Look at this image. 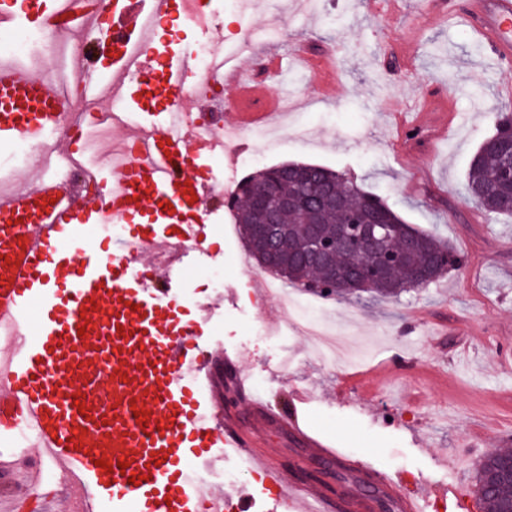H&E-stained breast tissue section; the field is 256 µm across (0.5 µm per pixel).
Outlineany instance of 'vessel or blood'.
Segmentation results:
<instances>
[{
  "instance_id": "1",
  "label": "vessel or blood",
  "mask_w": 512,
  "mask_h": 512,
  "mask_svg": "<svg viewBox=\"0 0 512 512\" xmlns=\"http://www.w3.org/2000/svg\"><path fill=\"white\" fill-rule=\"evenodd\" d=\"M58 8L59 0H0V27L41 24ZM448 9L468 21L484 52L512 64V0H450ZM170 11V0H115L112 28L120 37L112 43L109 80L94 76L89 58L78 61L88 94H99L106 82L116 99L172 98L177 105L158 120L113 122L141 158L118 176L96 162L103 194L79 193L50 177L65 160L91 152L92 141L58 137V95L47 83L19 68L0 69V151L22 139L44 149L35 181L0 200V446L23 462L29 446L41 448L78 495L76 512H224L228 503L234 512H252L249 496L191 477V462L205 466L237 454L253 455L290 512H303L310 500L325 512H368L369 501L289 479L286 469L253 453L226 400L195 390L197 378H212L230 359L179 317L171 293L185 261L207 253L214 203L211 181L183 157L220 155L232 165L237 153L211 129L186 143L184 115L202 104L178 92L187 56H169L156 82L141 77L156 23ZM130 33L139 43L127 41ZM218 53L219 70L235 86L234 127L275 114L281 100L270 93L269 79L278 58L257 57L252 78L242 81L238 51L222 46ZM101 224L133 230L105 248L93 234ZM79 395L81 409L74 403ZM255 413L300 437L314 458H334L331 448L304 435L297 410L259 406ZM100 459L112 471L97 467Z\"/></svg>"
}]
</instances>
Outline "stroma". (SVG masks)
Wrapping results in <instances>:
<instances>
[{
	"mask_svg": "<svg viewBox=\"0 0 512 512\" xmlns=\"http://www.w3.org/2000/svg\"><path fill=\"white\" fill-rule=\"evenodd\" d=\"M252 13L225 11L218 29L225 43L241 30L255 34L258 53L274 54L281 71L273 92L299 103L293 119L304 139L277 141L261 151L243 133L246 164L227 170L206 162L214 179L231 185L284 162L319 164L346 173L380 196L409 223L447 242L461 264L427 287L392 299L338 300L302 288V307L346 330L362 346L358 367L344 359L317 358L312 337L286 325L287 312L252 277L267 278L258 264L242 269L240 227L228 209L213 216L208 257L191 261L172 283L184 320L202 336L240 357L238 372L255 394L277 409L292 393L310 397L300 409L306 428L335 442L334 461L345 475L342 492L378 491L372 473L394 479L403 494L426 496V512H483L474 492L484 456L512 448V217L490 215L466 199L470 162L495 131L500 87L512 71L485 54L467 22L431 13L422 0H388L369 11L364 0H255ZM336 48L334 86L320 72L300 68L298 54ZM427 93L444 106L418 114L424 133L404 139L401 113ZM223 268L215 288L210 268ZM236 415L260 452L294 469L301 444L270 430L239 399ZM235 469L253 512H280L274 490L259 483L245 456L214 461Z\"/></svg>",
	"mask_w": 512,
	"mask_h": 512,
	"instance_id": "stroma-1",
	"label": "stroma"
}]
</instances>
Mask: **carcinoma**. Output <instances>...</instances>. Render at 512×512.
<instances>
[{
  "mask_svg": "<svg viewBox=\"0 0 512 512\" xmlns=\"http://www.w3.org/2000/svg\"><path fill=\"white\" fill-rule=\"evenodd\" d=\"M291 167L308 168L315 171L317 181L335 189L339 206L333 210L317 211L314 209L286 211L279 220L288 230L295 253H301L306 247V226L318 224L328 233L336 231L337 224L343 221L345 214L351 213L366 219L378 218L389 225L386 247L398 249L402 243L415 239L418 241L404 259L402 266L385 280L367 288L355 287L346 294L354 295L363 291L383 296H399L409 290L415 273L422 267L440 259H448V264L455 263L454 252L447 243L436 236L408 223L401 215L392 210L378 197L367 193L358 184L344 174L318 164L291 162ZM502 158L491 147L481 145L474 155L466 181L468 199L488 214L512 216V200L494 192ZM262 220L261 214L251 205L237 203L236 221L240 224L244 240H249L251 229ZM372 261L367 254H356L342 249L336 253L334 269L347 271L355 266H366ZM274 272L293 284L308 281H322L329 276V271L322 266L305 265L298 260L282 256V264ZM511 454L512 450L495 451L485 456L476 480V494L484 506V512H512V486L502 485L495 490L488 488L486 476L500 460Z\"/></svg>",
  "mask_w": 512,
  "mask_h": 512,
  "instance_id": "1",
  "label": "carcinoma"
}]
</instances>
